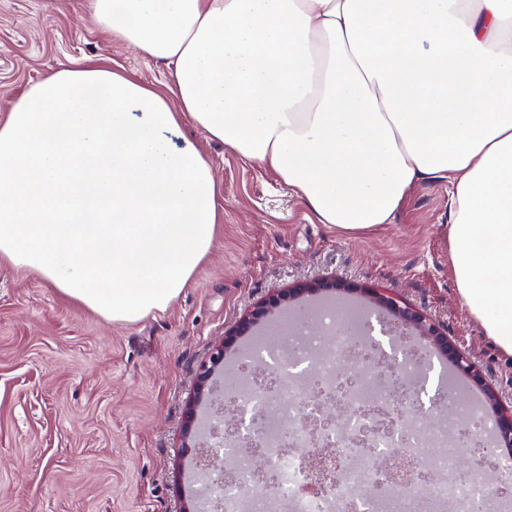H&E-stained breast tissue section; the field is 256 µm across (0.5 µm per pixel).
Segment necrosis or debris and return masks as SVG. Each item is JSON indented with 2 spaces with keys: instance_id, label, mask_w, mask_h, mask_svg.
Instances as JSON below:
<instances>
[{
  "instance_id": "necrosis-or-debris-1",
  "label": "necrosis or debris",
  "mask_w": 512,
  "mask_h": 512,
  "mask_svg": "<svg viewBox=\"0 0 512 512\" xmlns=\"http://www.w3.org/2000/svg\"><path fill=\"white\" fill-rule=\"evenodd\" d=\"M282 351L285 363L269 364L265 350H255V361L268 363L270 377L250 383L236 399V408L257 417L239 448L233 449L234 466L225 478H206L201 512H386V499L415 504L419 512H472L475 500H487L479 479L459 478L454 457L437 461L428 475L417 470L401 472L387 479L386 472L396 462L423 454L428 443L448 439V429L458 422L480 421V409L468 408L452 399L446 423L428 434L412 435L402 450H392L388 436L373 439L369 449L355 447L356 424L325 435L311 467L328 473L330 492L309 491V469L293 463L295 449L306 439L288 436L303 399L302 380L308 375L332 384V396L341 397L345 408L373 405L389 408L413 400L416 360L400 356L395 371L380 373L379 353L363 342L333 312L320 313L319 326H298L286 336ZM254 490L246 498V490Z\"/></svg>"
}]
</instances>
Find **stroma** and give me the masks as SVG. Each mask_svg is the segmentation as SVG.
<instances>
[{
  "label": "stroma",
  "mask_w": 512,
  "mask_h": 512,
  "mask_svg": "<svg viewBox=\"0 0 512 512\" xmlns=\"http://www.w3.org/2000/svg\"><path fill=\"white\" fill-rule=\"evenodd\" d=\"M97 63L172 97L167 63L113 40L89 0H0V121L65 63ZM217 186L211 251L166 310L111 323L39 274L0 262V512H179L198 503L182 428L200 364L239 317L302 281L380 288L443 325L504 405L512 361L466 312L449 269L450 194L409 193L393 223L358 237L316 222L271 169L190 122Z\"/></svg>",
  "instance_id": "1"
}]
</instances>
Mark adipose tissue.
<instances>
[{"label": "adipose tissue", "instance_id": "ef3b65f1", "mask_svg": "<svg viewBox=\"0 0 512 512\" xmlns=\"http://www.w3.org/2000/svg\"><path fill=\"white\" fill-rule=\"evenodd\" d=\"M172 66L175 101L60 65L0 122V262L113 323L166 310L207 258L216 183L190 118L344 236L447 180L468 315L512 359V0H93Z\"/></svg>", "mask_w": 512, "mask_h": 512}]
</instances>
